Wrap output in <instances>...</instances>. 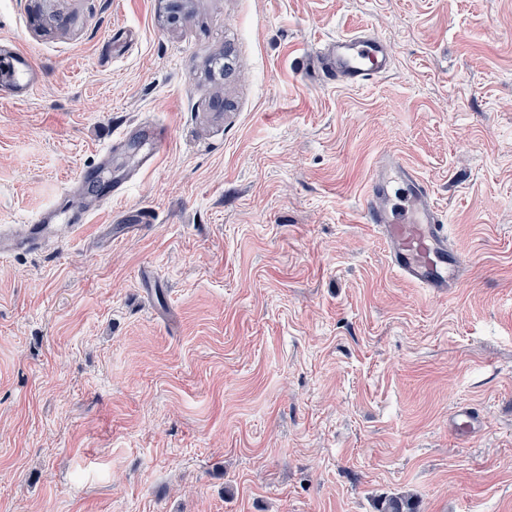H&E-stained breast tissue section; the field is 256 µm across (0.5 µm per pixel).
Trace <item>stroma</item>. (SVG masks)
Here are the masks:
<instances>
[{"instance_id": "1", "label": "stroma", "mask_w": 512, "mask_h": 512, "mask_svg": "<svg viewBox=\"0 0 512 512\" xmlns=\"http://www.w3.org/2000/svg\"><path fill=\"white\" fill-rule=\"evenodd\" d=\"M34 11L0 0L35 84L0 75V228L64 229L0 255V512H512V0ZM362 29L389 72L321 84ZM385 151L469 261L452 298L364 220ZM375 508L376 512H419L417 500L408 494L379 497Z\"/></svg>"}]
</instances>
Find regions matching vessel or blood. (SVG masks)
Listing matches in <instances>:
<instances>
[{
    "mask_svg": "<svg viewBox=\"0 0 512 512\" xmlns=\"http://www.w3.org/2000/svg\"><path fill=\"white\" fill-rule=\"evenodd\" d=\"M392 63L387 43L367 30L336 37L317 55L323 84L353 88L381 77ZM364 209L396 276L432 293H456L467 260L452 244L447 218L428 183L401 155L376 157Z\"/></svg>",
    "mask_w": 512,
    "mask_h": 512,
    "instance_id": "vessel-or-blood-1",
    "label": "vessel or blood"
}]
</instances>
